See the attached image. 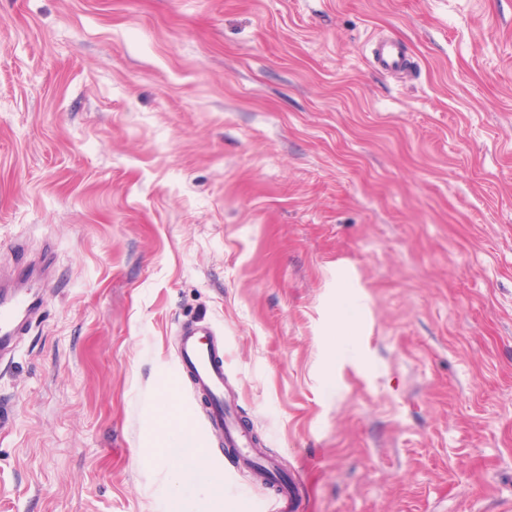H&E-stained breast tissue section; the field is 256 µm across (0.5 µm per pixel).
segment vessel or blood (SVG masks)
<instances>
[{
	"label": "vessel or blood",
	"mask_w": 512,
	"mask_h": 512,
	"mask_svg": "<svg viewBox=\"0 0 512 512\" xmlns=\"http://www.w3.org/2000/svg\"><path fill=\"white\" fill-rule=\"evenodd\" d=\"M373 63L379 72L385 74L404 71L410 65L402 43L389 37L376 41ZM45 266L46 262L42 259L17 263L10 271L13 286L0 288V360L11 356L27 324L43 312L42 295L19 287L18 282L28 278L30 272ZM211 334L209 324L202 319L182 325L178 333L179 364L193 390L204 398L207 427L222 438L225 447L233 449L237 470L252 471L260 477H267V469L260 464L250 433L238 420L236 398L224 374V358L211 342Z\"/></svg>",
	"instance_id": "obj_1"
}]
</instances>
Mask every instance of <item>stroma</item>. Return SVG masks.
<instances>
[{"label":"stroma","mask_w":512,"mask_h":512,"mask_svg":"<svg viewBox=\"0 0 512 512\" xmlns=\"http://www.w3.org/2000/svg\"><path fill=\"white\" fill-rule=\"evenodd\" d=\"M47 242L0 512H172L179 420L184 512H274L202 422L194 316L296 512L512 502V0H0V265ZM372 53L374 66L381 73H398L410 65L402 43L394 38L378 39ZM175 456L190 458L191 465L188 468L181 467L174 474V488L171 499L178 507L183 502L181 487L184 483L195 480L208 471V459L203 448H174Z\"/></svg>","instance_id":"stroma-1"}]
</instances>
